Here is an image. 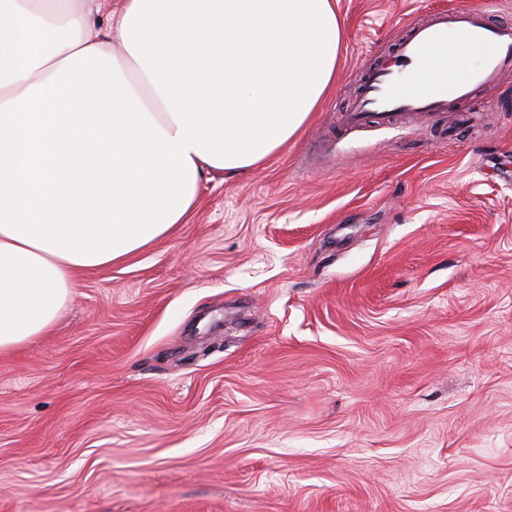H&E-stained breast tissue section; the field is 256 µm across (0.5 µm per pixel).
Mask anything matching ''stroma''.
Returning a JSON list of instances; mask_svg holds the SVG:
<instances>
[{
	"instance_id": "1",
	"label": "stroma",
	"mask_w": 512,
	"mask_h": 512,
	"mask_svg": "<svg viewBox=\"0 0 512 512\" xmlns=\"http://www.w3.org/2000/svg\"><path fill=\"white\" fill-rule=\"evenodd\" d=\"M338 0L302 132L0 355V512H512V71L471 125L342 113L409 24Z\"/></svg>"
}]
</instances>
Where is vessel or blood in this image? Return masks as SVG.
I'll return each mask as SVG.
<instances>
[{"label": "vessel or blood", "mask_w": 512, "mask_h": 512, "mask_svg": "<svg viewBox=\"0 0 512 512\" xmlns=\"http://www.w3.org/2000/svg\"><path fill=\"white\" fill-rule=\"evenodd\" d=\"M488 47L480 68L460 69L447 76L448 50L459 41ZM396 66L370 70L346 115L349 125L383 124L400 113L438 115L449 106L463 108L480 88L496 85L512 70V25L490 20L486 11L468 7L431 13L416 22L398 43ZM434 61L438 72L425 89H414L416 66Z\"/></svg>", "instance_id": "1"}]
</instances>
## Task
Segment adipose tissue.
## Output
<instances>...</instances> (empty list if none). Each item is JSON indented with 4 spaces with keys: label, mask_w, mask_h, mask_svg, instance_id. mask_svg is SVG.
<instances>
[{
    "label": "adipose tissue",
    "mask_w": 512,
    "mask_h": 512,
    "mask_svg": "<svg viewBox=\"0 0 512 512\" xmlns=\"http://www.w3.org/2000/svg\"><path fill=\"white\" fill-rule=\"evenodd\" d=\"M0 0V353L262 165L336 81V0Z\"/></svg>",
    "instance_id": "1"
}]
</instances>
